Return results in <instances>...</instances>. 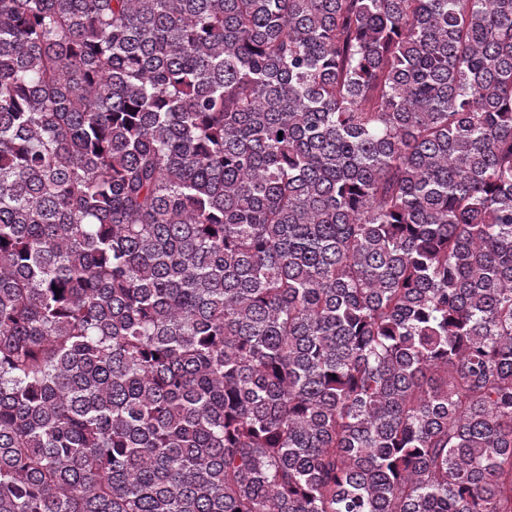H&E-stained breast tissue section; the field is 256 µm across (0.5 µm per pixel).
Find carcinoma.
Masks as SVG:
<instances>
[{
    "mask_svg": "<svg viewBox=\"0 0 512 512\" xmlns=\"http://www.w3.org/2000/svg\"><path fill=\"white\" fill-rule=\"evenodd\" d=\"M0 512H512V0H0Z\"/></svg>",
    "mask_w": 512,
    "mask_h": 512,
    "instance_id": "cac0c4a2",
    "label": "carcinoma"
}]
</instances>
